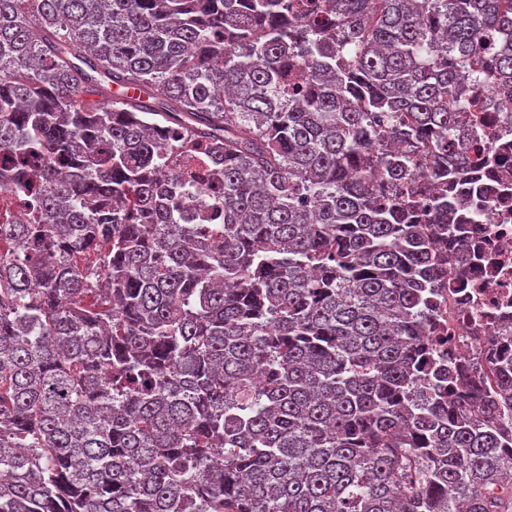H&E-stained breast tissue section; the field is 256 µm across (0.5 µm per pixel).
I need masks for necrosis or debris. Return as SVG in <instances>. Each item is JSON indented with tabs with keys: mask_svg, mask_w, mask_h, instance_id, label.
<instances>
[{
	"mask_svg": "<svg viewBox=\"0 0 512 512\" xmlns=\"http://www.w3.org/2000/svg\"><path fill=\"white\" fill-rule=\"evenodd\" d=\"M480 177L485 194L470 197L466 208L481 255L439 306L448 352L459 358L489 337L512 345V149Z\"/></svg>",
	"mask_w": 512,
	"mask_h": 512,
	"instance_id": "necrosis-or-debris-1",
	"label": "necrosis or debris"
}]
</instances>
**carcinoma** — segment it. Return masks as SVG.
I'll return each instance as SVG.
<instances>
[{"label":"carcinoma","mask_w":512,"mask_h":512,"mask_svg":"<svg viewBox=\"0 0 512 512\" xmlns=\"http://www.w3.org/2000/svg\"><path fill=\"white\" fill-rule=\"evenodd\" d=\"M466 72L512 0H0V512H512V359L430 356ZM194 190V187H188L180 192L178 195L179 200L175 205L181 221L186 224H197L202 209L197 206L194 198H192Z\"/></svg>","instance_id":"1"}]
</instances>
